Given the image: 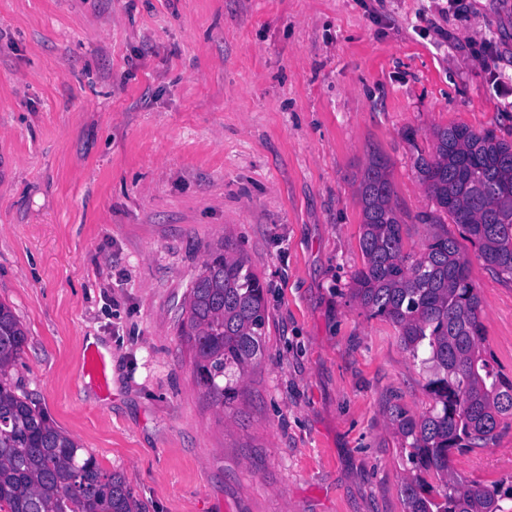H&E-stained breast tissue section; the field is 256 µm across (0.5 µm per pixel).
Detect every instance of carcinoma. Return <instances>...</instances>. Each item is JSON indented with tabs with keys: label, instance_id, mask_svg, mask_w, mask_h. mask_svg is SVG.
<instances>
[{
	"label": "carcinoma",
	"instance_id": "cac0c4a2",
	"mask_svg": "<svg viewBox=\"0 0 512 512\" xmlns=\"http://www.w3.org/2000/svg\"><path fill=\"white\" fill-rule=\"evenodd\" d=\"M418 173L437 211L498 275L512 278V143L466 126L433 132ZM362 267L352 297L372 317L397 328L426 373L432 407L392 415L416 474L405 483L406 512H512V484L471 485L452 469L454 453L486 448L512 426V378L483 345L480 300L456 239L441 235L415 255L405 252L386 164L373 158L358 189ZM264 286L246 258L224 245L192 281L181 335L195 352L198 382L218 407L263 357ZM26 333L0 302V512H143L125 478L56 428L13 372ZM432 473L439 484L427 482Z\"/></svg>",
	"mask_w": 512,
	"mask_h": 512
}]
</instances>
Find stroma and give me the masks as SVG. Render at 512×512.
<instances>
[{"label":"stroma","mask_w":512,"mask_h":512,"mask_svg":"<svg viewBox=\"0 0 512 512\" xmlns=\"http://www.w3.org/2000/svg\"><path fill=\"white\" fill-rule=\"evenodd\" d=\"M512 0H0V302L20 393L146 512H406L392 423L432 401L350 295L361 175L383 160L408 252L457 238L484 345L512 376V279L436 206L416 160L461 125L512 142ZM231 241L267 288L264 356L229 408L179 333ZM106 350L109 392L83 371ZM512 479V428L455 455Z\"/></svg>","instance_id":"obj_1"}]
</instances>
